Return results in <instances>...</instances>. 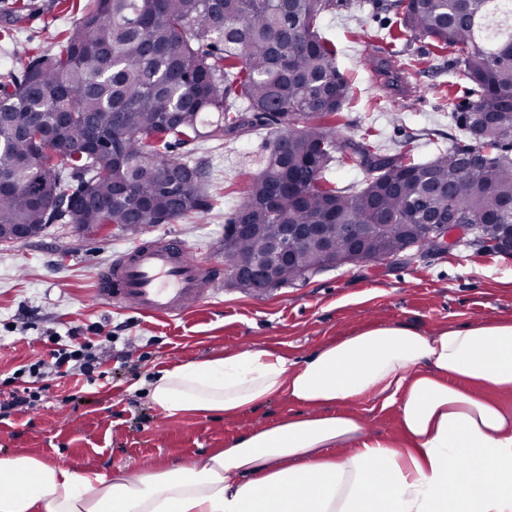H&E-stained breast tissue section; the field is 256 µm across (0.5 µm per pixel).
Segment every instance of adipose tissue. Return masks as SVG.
I'll return each mask as SVG.
<instances>
[{
    "instance_id": "adipose-tissue-1",
    "label": "adipose tissue",
    "mask_w": 512,
    "mask_h": 512,
    "mask_svg": "<svg viewBox=\"0 0 512 512\" xmlns=\"http://www.w3.org/2000/svg\"><path fill=\"white\" fill-rule=\"evenodd\" d=\"M512 317L423 332L377 323L302 362L256 346L149 385L168 415L231 418L279 398L300 413L188 463L129 478L0 456V512H512ZM398 414L399 435L352 412ZM343 456H333V449Z\"/></svg>"
}]
</instances>
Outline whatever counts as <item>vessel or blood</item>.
I'll return each instance as SVG.
<instances>
[{
  "instance_id": "b4317fda",
  "label": "vessel or blood",
  "mask_w": 512,
  "mask_h": 512,
  "mask_svg": "<svg viewBox=\"0 0 512 512\" xmlns=\"http://www.w3.org/2000/svg\"><path fill=\"white\" fill-rule=\"evenodd\" d=\"M221 281L220 269H204L182 239L166 236L113 257L98 275L96 296L144 316H177L211 298Z\"/></svg>"
}]
</instances>
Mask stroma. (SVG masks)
I'll list each match as a JSON object with an SVG mask.
<instances>
[{"instance_id":"1","label":"stroma","mask_w":512,"mask_h":512,"mask_svg":"<svg viewBox=\"0 0 512 512\" xmlns=\"http://www.w3.org/2000/svg\"><path fill=\"white\" fill-rule=\"evenodd\" d=\"M85 2L24 0L18 12L14 0H0V33L9 36L0 40V84L21 63L55 51ZM401 18L391 0H340L324 15L322 31L336 43L339 69L355 83L336 132L358 139L368 133L385 152L409 148L425 161L459 137L448 102L466 103L468 91L449 84L451 52L403 35ZM377 46L403 60L422 59L407 78L409 92L398 93L361 66ZM272 135V128L259 127L190 145L192 157L209 167L207 189L215 206L206 214L135 232L109 224L90 234L50 224L26 242H0V398L23 388L14 371L46 357L52 335L76 330L97 344H103L102 333L112 335L104 344L103 378L61 380L33 409L0 419L1 455H34L107 476L172 467L299 407L282 398L231 419L168 416L148 395L149 383L164 370L257 345L300 361L320 345L376 323L430 332L512 316V256L487 251L474 239L449 251L327 267L258 296L225 280L211 299L173 317H147L95 298L99 270L142 239L175 235L195 256L223 265L224 225L244 200Z\"/></svg>"}]
</instances>
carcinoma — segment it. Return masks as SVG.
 Listing matches in <instances>:
<instances>
[{
	"instance_id": "1",
	"label": "carcinoma",
	"mask_w": 512,
	"mask_h": 512,
	"mask_svg": "<svg viewBox=\"0 0 512 512\" xmlns=\"http://www.w3.org/2000/svg\"><path fill=\"white\" fill-rule=\"evenodd\" d=\"M405 32L454 51L452 76L471 86L467 111L448 99L464 139L428 162L340 137L327 120L353 96L319 21L336 0H91L58 49L0 85V228L99 230L168 224L213 208L201 162L177 148L271 126L264 165L224 225V256L264 260L238 224H395L365 245L395 252L405 224L456 215L491 244L488 220L512 224V0H397ZM365 174L360 189L326 178L336 159ZM296 250L280 285L325 267Z\"/></svg>"
}]
</instances>
